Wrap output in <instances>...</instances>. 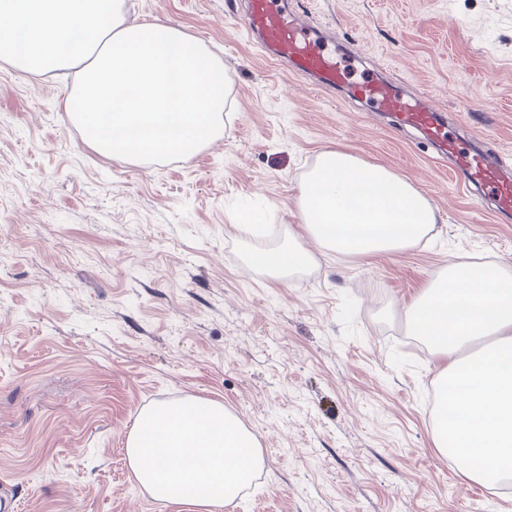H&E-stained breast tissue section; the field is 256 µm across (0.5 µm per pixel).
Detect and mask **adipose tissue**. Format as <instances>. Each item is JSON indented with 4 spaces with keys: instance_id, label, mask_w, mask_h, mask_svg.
<instances>
[{
    "instance_id": "obj_1",
    "label": "adipose tissue",
    "mask_w": 512,
    "mask_h": 512,
    "mask_svg": "<svg viewBox=\"0 0 512 512\" xmlns=\"http://www.w3.org/2000/svg\"><path fill=\"white\" fill-rule=\"evenodd\" d=\"M0 63L43 75L71 70L63 109L106 157L188 156L224 121L223 64L174 26L132 23L125 0H0ZM302 226L327 251L394 253L419 244L435 210L406 178L338 149L300 186ZM441 356L435 433L469 481L512 474V274L453 262L407 312ZM486 345L471 349L477 339ZM483 461L472 469L471 458Z\"/></svg>"
}]
</instances>
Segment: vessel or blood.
Wrapping results in <instances>:
<instances>
[{
	"label": "vessel or blood",
	"mask_w": 512,
	"mask_h": 512,
	"mask_svg": "<svg viewBox=\"0 0 512 512\" xmlns=\"http://www.w3.org/2000/svg\"><path fill=\"white\" fill-rule=\"evenodd\" d=\"M243 22L266 60L287 65L290 73L313 81L319 90L346 89L349 98L373 104L396 125L417 131L437 154L451 161L459 175L458 188L476 192L478 200L490 204L496 214L512 215V165L493 161L477 143H462L424 94H407L376 74L352 79L344 55L332 49L298 11L279 0H247Z\"/></svg>",
	"instance_id": "b4317fda"
}]
</instances>
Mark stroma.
<instances>
[{
  "label": "stroma",
  "instance_id": "1",
  "mask_svg": "<svg viewBox=\"0 0 512 512\" xmlns=\"http://www.w3.org/2000/svg\"><path fill=\"white\" fill-rule=\"evenodd\" d=\"M288 5L512 158V0ZM243 7L126 0L230 76L224 129L188 157L101 156L63 110L68 81L0 66V474L18 512H197L143 491L126 454L143 410L190 397L261 451L225 512H512V478L466 481L436 448L442 362L405 317L449 262L512 272V221L417 132L259 57ZM332 148L420 190L439 220L419 245L342 255L303 231L299 186ZM294 240L305 268L253 264Z\"/></svg>",
  "mask_w": 512,
  "mask_h": 512
}]
</instances>
